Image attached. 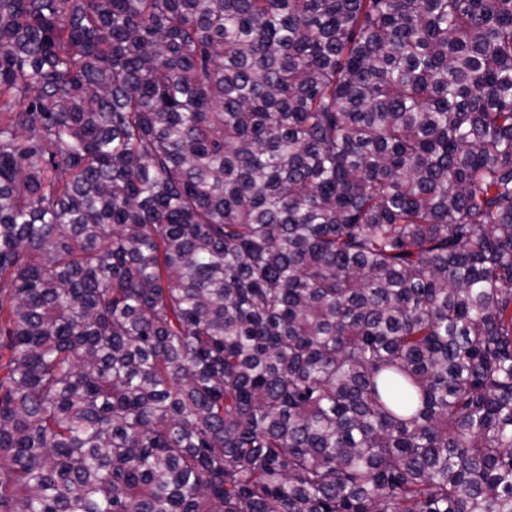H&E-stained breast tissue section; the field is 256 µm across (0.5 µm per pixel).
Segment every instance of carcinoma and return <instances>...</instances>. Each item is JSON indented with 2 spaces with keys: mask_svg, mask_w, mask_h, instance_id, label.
<instances>
[{
  "mask_svg": "<svg viewBox=\"0 0 512 512\" xmlns=\"http://www.w3.org/2000/svg\"><path fill=\"white\" fill-rule=\"evenodd\" d=\"M0 512H512V0H0Z\"/></svg>",
  "mask_w": 512,
  "mask_h": 512,
  "instance_id": "1",
  "label": "carcinoma"
}]
</instances>
